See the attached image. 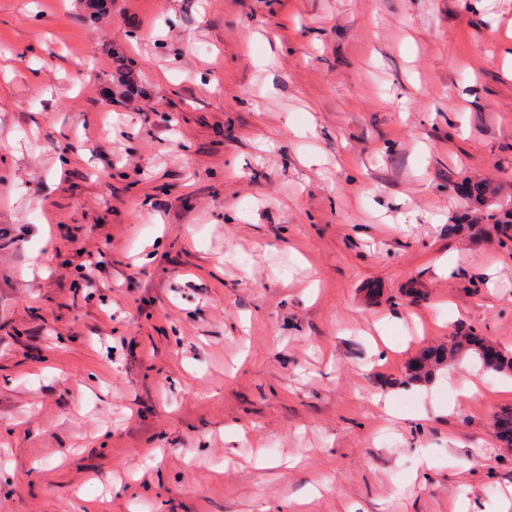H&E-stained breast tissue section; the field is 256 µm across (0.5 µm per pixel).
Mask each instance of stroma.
<instances>
[{
    "label": "stroma",
    "mask_w": 512,
    "mask_h": 512,
    "mask_svg": "<svg viewBox=\"0 0 512 512\" xmlns=\"http://www.w3.org/2000/svg\"><path fill=\"white\" fill-rule=\"evenodd\" d=\"M109 4L0 0V512H485L505 375L405 371L512 351V0ZM82 251V254H79ZM78 251L80 257L83 258L82 262L77 265V270L81 275L82 280L85 282V287L89 289H98V281L94 276L95 271L102 267V253L97 250L89 251L81 247ZM465 336L467 339L462 336H455L452 340L448 341V346L425 352L423 356L430 358L432 369L423 370L419 366L415 367L417 362H414L409 367V379L421 380L427 378L430 376L431 371L447 365L449 360H451V362L460 361L469 355L478 356L489 370L506 374L512 373V352L499 348L500 357L498 361L494 364H485L484 360L488 363H493L496 360L498 357V347L486 343L483 352V360L479 342L469 339L477 335L471 332Z\"/></svg>",
    "instance_id": "35a3bbf8"
}]
</instances>
